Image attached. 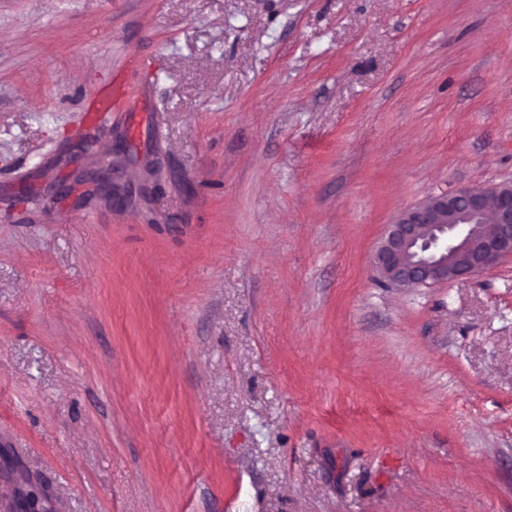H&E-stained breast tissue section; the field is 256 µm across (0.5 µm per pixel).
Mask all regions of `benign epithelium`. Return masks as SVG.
Here are the masks:
<instances>
[{
	"instance_id": "obj_1",
	"label": "benign epithelium",
	"mask_w": 512,
	"mask_h": 512,
	"mask_svg": "<svg viewBox=\"0 0 512 512\" xmlns=\"http://www.w3.org/2000/svg\"><path fill=\"white\" fill-rule=\"evenodd\" d=\"M122 141L104 152L109 159L92 178L95 195L112 201V156L124 152ZM144 184H155L161 170L154 160L140 167ZM505 257H512V184L464 186L432 195L402 211L388 225L373 266L393 288L410 289L475 276ZM44 487L21 477L5 493L6 512H39L33 493Z\"/></svg>"
}]
</instances>
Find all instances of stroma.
Listing matches in <instances>:
<instances>
[{"label": "stroma", "mask_w": 512, "mask_h": 512, "mask_svg": "<svg viewBox=\"0 0 512 512\" xmlns=\"http://www.w3.org/2000/svg\"><path fill=\"white\" fill-rule=\"evenodd\" d=\"M94 125L118 205L85 195ZM510 181L512 0H0V486L16 461L50 512H512V259L408 290L372 266L404 209Z\"/></svg>", "instance_id": "obj_1"}]
</instances>
